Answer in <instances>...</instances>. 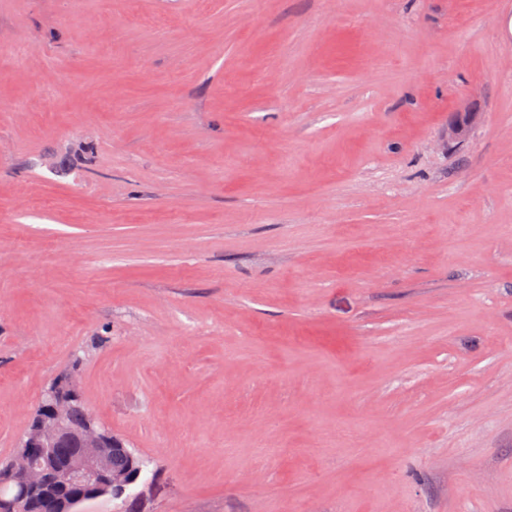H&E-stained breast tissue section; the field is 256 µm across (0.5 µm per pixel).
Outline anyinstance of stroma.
<instances>
[{
  "label": "stroma",
  "instance_id": "obj_1",
  "mask_svg": "<svg viewBox=\"0 0 512 512\" xmlns=\"http://www.w3.org/2000/svg\"><path fill=\"white\" fill-rule=\"evenodd\" d=\"M74 365L146 512H512V0H0V460ZM460 117H464V120L456 118L448 123L449 143L461 144L465 142L472 128L480 121V114L473 110L466 111Z\"/></svg>",
  "mask_w": 512,
  "mask_h": 512
}]
</instances>
